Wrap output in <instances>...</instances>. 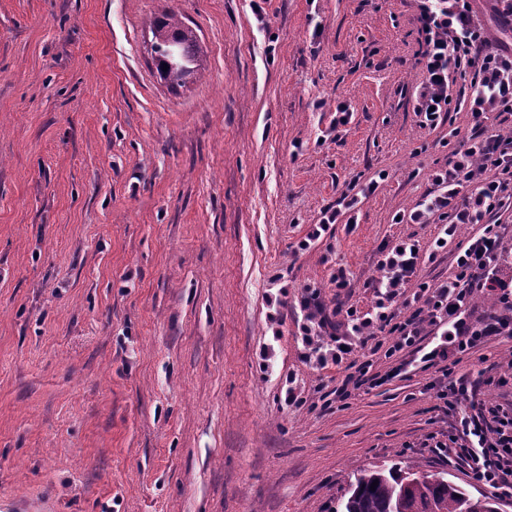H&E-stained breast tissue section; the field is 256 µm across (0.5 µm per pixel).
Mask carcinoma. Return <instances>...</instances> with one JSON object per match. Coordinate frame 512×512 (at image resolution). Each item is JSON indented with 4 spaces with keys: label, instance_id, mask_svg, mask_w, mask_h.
Instances as JSON below:
<instances>
[{
    "label": "carcinoma",
    "instance_id": "carcinoma-1",
    "mask_svg": "<svg viewBox=\"0 0 512 512\" xmlns=\"http://www.w3.org/2000/svg\"><path fill=\"white\" fill-rule=\"evenodd\" d=\"M151 32L158 70L165 71L171 84L183 86L196 80L195 34L180 15L169 11L156 18ZM375 481L378 486L372 491ZM343 512H498V508L494 498H473L443 475L416 477L380 469L355 477Z\"/></svg>",
    "mask_w": 512,
    "mask_h": 512
}]
</instances>
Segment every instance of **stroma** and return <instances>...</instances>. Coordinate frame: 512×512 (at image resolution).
<instances>
[{
  "label": "stroma",
  "mask_w": 512,
  "mask_h": 512,
  "mask_svg": "<svg viewBox=\"0 0 512 512\" xmlns=\"http://www.w3.org/2000/svg\"><path fill=\"white\" fill-rule=\"evenodd\" d=\"M265 8L262 30L250 0H0V512H342L355 475L390 467L483 495L421 446L429 372L324 406L342 373L300 361L295 323L303 288L364 312L382 247H431L437 225L395 217L469 116L413 110V0ZM171 10L197 36L183 87L150 54ZM373 179L354 226L299 249ZM289 371L304 402L286 408ZM355 187V184H349L348 188L342 192L340 198L336 201V206L327 208L322 212L320 224H314L311 231L299 242L300 249L308 248L311 242L314 243L320 238L321 232H325L329 224H338L341 218L346 215H349L346 224H356L357 220L354 214L357 212L358 205L362 202L361 196L366 198L373 194L378 188V182L373 179L365 188L354 193Z\"/></svg>",
  "instance_id": "35a3bbf8"
}]
</instances>
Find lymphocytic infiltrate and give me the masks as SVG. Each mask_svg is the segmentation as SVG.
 <instances>
[{"label": "lymphocytic infiltrate", "instance_id": "obj_1", "mask_svg": "<svg viewBox=\"0 0 512 512\" xmlns=\"http://www.w3.org/2000/svg\"><path fill=\"white\" fill-rule=\"evenodd\" d=\"M414 2L422 44L414 110L430 123L465 111L471 128L446 167L433 172L432 190L396 221L439 224V239L453 247V267L446 279L420 281L422 247L405 237L381 250L368 312L328 308L317 290L305 289L300 358L317 371L343 369L334 390L340 402L416 370H437L429 388L441 425L424 447L455 457L470 479L512 498V401L492 404L480 396L482 388L511 384L512 365L495 374L454 373L462 355L512 339V286L502 277L512 266V127L488 125L491 116H512V44L498 35L512 30V0ZM377 187L373 180L361 191H343L300 248L354 215ZM482 297L491 300L490 310L479 311ZM379 355L390 361L386 371L375 368Z\"/></svg>", "mask_w": 512, "mask_h": 512}]
</instances>
